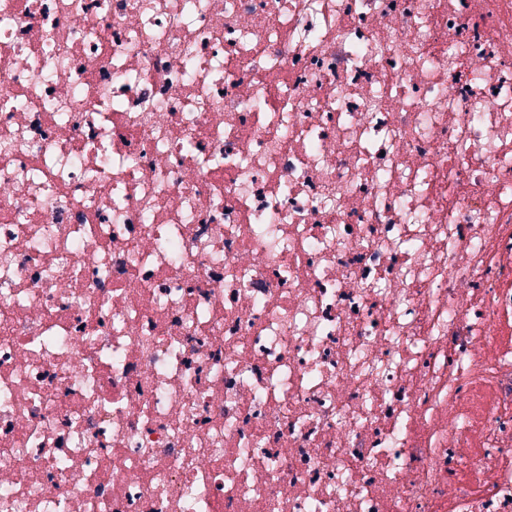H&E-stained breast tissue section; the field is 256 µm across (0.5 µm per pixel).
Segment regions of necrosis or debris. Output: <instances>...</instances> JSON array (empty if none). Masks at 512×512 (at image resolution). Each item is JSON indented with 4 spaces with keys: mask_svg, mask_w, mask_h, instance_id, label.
Returning a JSON list of instances; mask_svg holds the SVG:
<instances>
[{
    "mask_svg": "<svg viewBox=\"0 0 512 512\" xmlns=\"http://www.w3.org/2000/svg\"><path fill=\"white\" fill-rule=\"evenodd\" d=\"M0 512H512V0H0Z\"/></svg>",
    "mask_w": 512,
    "mask_h": 512,
    "instance_id": "1",
    "label": "necrosis or debris"
}]
</instances>
